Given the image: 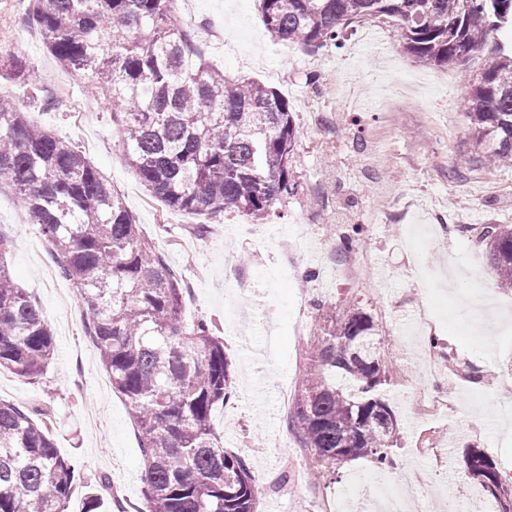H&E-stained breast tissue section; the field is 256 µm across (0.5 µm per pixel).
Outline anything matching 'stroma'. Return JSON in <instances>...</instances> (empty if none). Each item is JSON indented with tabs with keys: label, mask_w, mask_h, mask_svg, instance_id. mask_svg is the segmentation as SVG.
Segmentation results:
<instances>
[{
	"label": "stroma",
	"mask_w": 512,
	"mask_h": 512,
	"mask_svg": "<svg viewBox=\"0 0 512 512\" xmlns=\"http://www.w3.org/2000/svg\"><path fill=\"white\" fill-rule=\"evenodd\" d=\"M27 8L28 0H0V52L21 46L29 74L20 82L0 71V96L75 144L121 190L143 232L182 277L184 320L204 317L217 325L232 362L233 393L214 424L225 449L245 456L259 474L258 512H306L312 497L325 494L361 499L373 491L371 476L394 482L409 469L427 484L443 481L441 492L427 493L425 509L448 512L449 503L468 502L478 488L462 460L467 446L494 460L500 473L512 471V423L500 412L512 401V289L498 285L474 236L434 224L438 213L477 228L512 224V167L469 169L463 105L467 82L489 50L473 53L460 69L422 66L388 26L375 23L358 26L341 49L310 54L273 42L256 0H194L195 18L184 28L206 59L231 76L261 81L293 107L298 190L277 203L256 239L243 215L210 219L148 196L125 164L120 122L108 102L84 92L60 67L40 30L28 26ZM64 81L75 102L93 101L91 112L54 103L51 93ZM314 114L331 134L308 136ZM364 127L371 137L359 156L353 132ZM354 224L361 227L355 252L366 261L359 281H342L325 255ZM0 234L15 242L10 272L44 310L57 345L39 379L0 371V399L41 410L56 448L81 474L73 502L94 494L102 512H117L115 486L142 505L143 461L127 408L84 333L80 302L72 304L71 323L60 320L57 292L71 285L44 281L43 270L52 266L49 248L6 187L0 189ZM294 237L303 253L290 270L279 243ZM241 283L249 295L240 300ZM354 299L372 315L392 358L386 397L397 418V466L381 471L360 458L296 491L278 481L288 458L302 465L313 459L293 446L288 420L278 411L279 391L300 383L294 359L324 326L317 304L341 309ZM426 299L437 311L435 333L411 335L407 316ZM300 313L308 329L299 336L293 323ZM433 337L449 364L441 389L448 408L418 416L415 388L426 375L422 353ZM421 442L434 453H418ZM443 449L452 456L444 471L435 457Z\"/></svg>",
	"instance_id": "1"
}]
</instances>
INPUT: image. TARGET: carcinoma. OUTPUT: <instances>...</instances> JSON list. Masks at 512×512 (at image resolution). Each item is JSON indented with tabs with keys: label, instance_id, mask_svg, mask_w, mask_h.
<instances>
[{
	"label": "carcinoma",
	"instance_id": "carcinoma-1",
	"mask_svg": "<svg viewBox=\"0 0 512 512\" xmlns=\"http://www.w3.org/2000/svg\"><path fill=\"white\" fill-rule=\"evenodd\" d=\"M276 41L314 53L341 47L364 23L390 27L422 65L455 66L495 44L468 93L477 169L512 162V0H259ZM177 0H29V21L61 67L89 79L121 120L125 160L145 191L175 211H237L262 224L295 188L293 110L276 90L224 74L176 18ZM13 76L28 77L7 51ZM38 225L59 273L86 310L112 388L138 431L143 512H257L247 460L224 449L213 424L231 396L224 338L204 318L182 317L181 277L159 254L120 192L71 142L0 96V182ZM475 232L499 284L512 288V224ZM15 244L0 236V369L37 379L55 339L43 311L8 270ZM308 352L288 414L297 447L316 467L370 456L392 464L397 419L381 337L356 303L331 309ZM467 473L512 512V486L492 461L466 448ZM79 472L35 409L0 399V512H68Z\"/></svg>",
	"mask_w": 512,
	"mask_h": 512
}]
</instances>
